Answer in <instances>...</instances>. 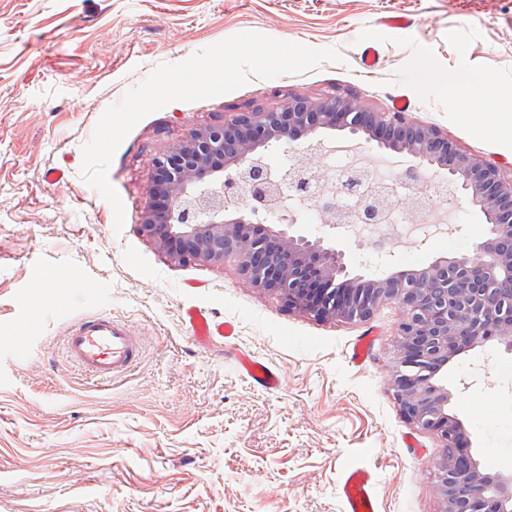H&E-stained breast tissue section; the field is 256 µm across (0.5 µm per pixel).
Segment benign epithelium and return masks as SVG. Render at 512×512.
<instances>
[{"mask_svg":"<svg viewBox=\"0 0 512 512\" xmlns=\"http://www.w3.org/2000/svg\"><path fill=\"white\" fill-rule=\"evenodd\" d=\"M347 130L369 143L418 160L405 172L424 178L435 167L467 193L488 225L470 254L442 257L418 270L383 278L353 276L345 255L318 237L297 234V216L281 206L282 186L306 199L311 173L321 186L317 206L331 229L348 224L336 187L313 161L324 130ZM309 139L296 166L273 175L268 151ZM362 219L377 223L388 195L369 186ZM149 204L141 230L174 260L232 263L248 283L277 296L288 310L319 319L366 321L381 304L404 312L393 346V386L401 413L439 433L443 512H512V473L490 474L463 447V423L448 412L441 372L457 355L491 341L512 353V180L497 163L476 160L435 127L407 112H375L356 93L318 101L290 96L272 109L234 112L202 127L153 159ZM471 460V495L459 496L455 461Z\"/></svg>","mask_w":512,"mask_h":512,"instance_id":"obj_1","label":"benign epithelium"}]
</instances>
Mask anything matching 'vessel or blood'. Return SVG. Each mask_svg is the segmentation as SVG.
Masks as SVG:
<instances>
[{
    "instance_id": "vessel-or-blood-1",
    "label": "vessel or blood",
    "mask_w": 512,
    "mask_h": 512,
    "mask_svg": "<svg viewBox=\"0 0 512 512\" xmlns=\"http://www.w3.org/2000/svg\"><path fill=\"white\" fill-rule=\"evenodd\" d=\"M187 318L198 341L231 333L230 326L211 320L205 313L191 311ZM66 351L85 371L106 381L133 367L139 343L126 324L108 316H96L71 327ZM342 493L346 512H374L373 476L368 470H348L343 477Z\"/></svg>"
}]
</instances>
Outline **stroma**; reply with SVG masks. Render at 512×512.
I'll use <instances>...</instances> for the list:
<instances>
[{
	"instance_id": "stroma-1",
	"label": "stroma",
	"mask_w": 512,
	"mask_h": 512,
	"mask_svg": "<svg viewBox=\"0 0 512 512\" xmlns=\"http://www.w3.org/2000/svg\"><path fill=\"white\" fill-rule=\"evenodd\" d=\"M392 16L411 27L392 31ZM241 32L341 59L142 118L108 173L125 209L115 231L111 205L81 175L98 120L159 64ZM369 45L380 55L371 72L360 65ZM422 55L512 91V0H0V335L19 345L0 347V512H345L354 465L374 476L375 512H441L442 443L394 398L396 304L364 322L320 321L252 288L234 265L171 261L140 230L158 153L227 113L291 95L351 91L378 112L406 97L415 121L512 178V98L495 125L476 127L424 83ZM411 198L398 193L400 224L337 236L352 273L384 277L483 241L482 213L453 186L421 202L452 214L446 235H406ZM380 237L393 259L372 248ZM190 308L233 335L198 346ZM92 315L139 339L134 367L109 381L65 350L72 325ZM244 355L278 387L249 379ZM443 379L482 468L512 472V354L488 343L454 357Z\"/></svg>"
}]
</instances>
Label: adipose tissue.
<instances>
[{"mask_svg":"<svg viewBox=\"0 0 512 512\" xmlns=\"http://www.w3.org/2000/svg\"><path fill=\"white\" fill-rule=\"evenodd\" d=\"M416 66L428 83L448 91L466 113L475 116L485 124L495 121L497 117L495 101L499 96L498 91L481 83L464 86L460 77L443 73L428 56L420 57Z\"/></svg>","mask_w":512,"mask_h":512,"instance_id":"1","label":"adipose tissue"}]
</instances>
